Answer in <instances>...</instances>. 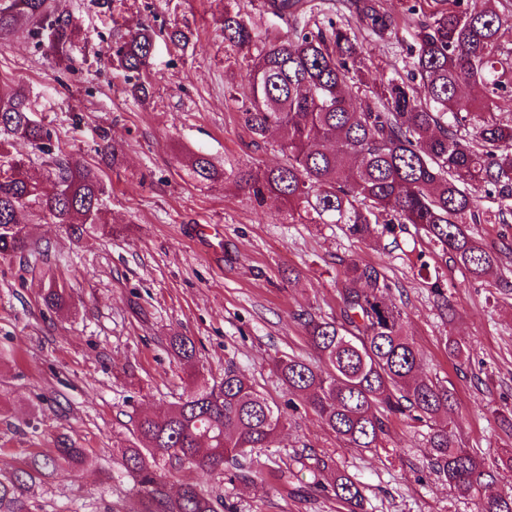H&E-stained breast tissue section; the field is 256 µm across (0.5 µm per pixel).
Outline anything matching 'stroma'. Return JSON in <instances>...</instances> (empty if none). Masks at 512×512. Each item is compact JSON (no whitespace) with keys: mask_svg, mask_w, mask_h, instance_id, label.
I'll use <instances>...</instances> for the list:
<instances>
[{"mask_svg":"<svg viewBox=\"0 0 512 512\" xmlns=\"http://www.w3.org/2000/svg\"><path fill=\"white\" fill-rule=\"evenodd\" d=\"M77 30L70 64L46 40L20 28L0 38V84L20 85L35 117L67 153L97 169L106 188V226L71 238L52 220L25 211L32 250L0 259V476L29 452L64 440L86 449L83 470L37 482L31 512H124L132 490L110 447L134 417L158 414L186 391L169 340L187 336L205 376L225 367L244 373L284 411L288 422L254 459L262 477L235 468L207 474L183 468L190 482L223 498L226 512H345L323 493L319 457L365 488L367 512H474L426 466L429 428L390 419L384 450L348 448L299 398L273 358L317 355L299 321L312 313L339 318L344 263L380 267L391 300L421 352V371L452 389L453 438L493 465L512 490V254L498 274L473 278L445 261L423 233L358 240L339 224H291L284 203L269 198L257 215L233 181L199 182L184 161L206 154L220 168L271 167L275 141L251 144L238 110L247 96L242 52L227 48L225 7L240 9L257 42L288 36V23L264 0H54ZM154 29L148 94L135 98L112 63L116 41L140 22ZM186 42L169 38L173 29ZM367 83L407 75L413 23L380 41L359 34ZM69 306L47 309L49 279ZM440 283L443 295L432 285ZM449 310H441V302ZM466 342L461 357L449 340Z\"/></svg>","mask_w":512,"mask_h":512,"instance_id":"obj_1","label":"stroma"}]
</instances>
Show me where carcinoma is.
Wrapping results in <instances>:
<instances>
[{"label": "carcinoma", "instance_id": "carcinoma-1", "mask_svg": "<svg viewBox=\"0 0 512 512\" xmlns=\"http://www.w3.org/2000/svg\"><path fill=\"white\" fill-rule=\"evenodd\" d=\"M475 11L461 0H424L410 77H386L367 87L361 47L353 28L379 40L397 35L402 14L381 10L375 0H349L354 24L291 29L284 40L263 44L249 57L243 79L248 96L239 119L253 145L279 134L283 162L272 168L220 170L203 154L186 161L201 181L233 179L259 207L275 196L288 203L290 224H342L369 239L396 235L411 224L475 278L498 268L500 257L468 233L469 224L512 222V0ZM308 0H265L277 17L304 11ZM47 31L59 59L69 58L74 31L57 16L51 0L0 4V36L17 32L21 18ZM224 43L242 50L255 45L240 12L224 10ZM154 31L142 23L117 43L113 61L136 96L148 94ZM34 104L21 86L0 88V257L31 248L24 208L53 217L81 238L104 223L105 189L98 173L69 158L61 142L33 118ZM23 139L55 155L47 178L30 173L8 149ZM485 187L492 205L482 207L468 187ZM392 285L377 266L347 262L340 282V319L302 317L308 341L323 366L283 356L275 368L288 392L303 398L322 423L349 448H380L388 416L406 415L430 424L427 467L476 512H512V490L498 487L492 467L450 438L439 416L452 406V392L418 374L421 353L404 332L403 315L389 299ZM43 301L66 304L65 289L49 284ZM170 347L186 371L185 398L160 415L133 420L130 436L118 440L123 473L136 491L134 512H218L222 501L194 484L168 489L172 470L195 466L222 474L244 467L254 448H268L286 416L234 367L220 385L210 384L196 364L194 343L175 336ZM86 449L61 444L29 455L23 466L0 478V512H31L38 476L77 470ZM331 491L346 512H365L363 486L333 470Z\"/></svg>", "mask_w": 512, "mask_h": 512}]
</instances>
